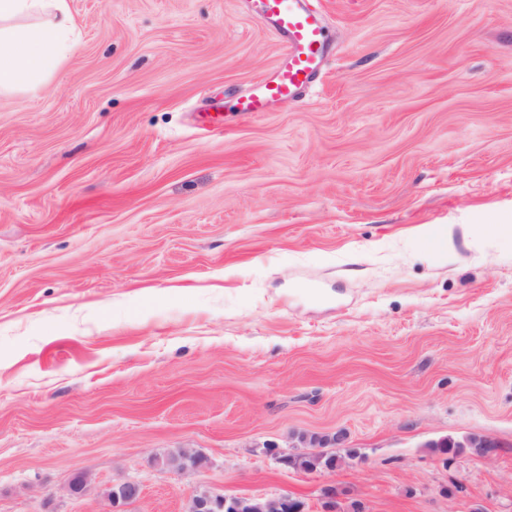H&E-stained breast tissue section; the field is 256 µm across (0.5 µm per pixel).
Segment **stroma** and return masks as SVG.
<instances>
[{
	"instance_id": "1",
	"label": "stroma",
	"mask_w": 512,
	"mask_h": 512,
	"mask_svg": "<svg viewBox=\"0 0 512 512\" xmlns=\"http://www.w3.org/2000/svg\"><path fill=\"white\" fill-rule=\"evenodd\" d=\"M67 4L73 54L0 94V512H512V0H312L326 71L252 117L283 46L245 0ZM337 433L334 471L272 455ZM150 463L161 471L191 475L207 467L208 459L192 448H175L164 456L153 457ZM141 486L133 481H127L108 486L102 493L108 502L109 509L101 512H128V507L141 498ZM305 504L288 495L228 496L211 491L190 497L185 512H304Z\"/></svg>"
}]
</instances>
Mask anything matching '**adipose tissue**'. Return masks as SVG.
<instances>
[{"mask_svg":"<svg viewBox=\"0 0 512 512\" xmlns=\"http://www.w3.org/2000/svg\"><path fill=\"white\" fill-rule=\"evenodd\" d=\"M67 0H0V93L38 88L73 51Z\"/></svg>","mask_w":512,"mask_h":512,"instance_id":"ef3b65f1","label":"adipose tissue"}]
</instances>
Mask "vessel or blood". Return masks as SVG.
I'll return each mask as SVG.
<instances>
[{"label":"vessel or blood","instance_id":"obj_1","mask_svg":"<svg viewBox=\"0 0 512 512\" xmlns=\"http://www.w3.org/2000/svg\"><path fill=\"white\" fill-rule=\"evenodd\" d=\"M255 16L284 43L269 75L256 81L235 104L238 112L270 111L277 101L300 97L318 81L329 57L323 18L310 0H248Z\"/></svg>","mask_w":512,"mask_h":512}]
</instances>
